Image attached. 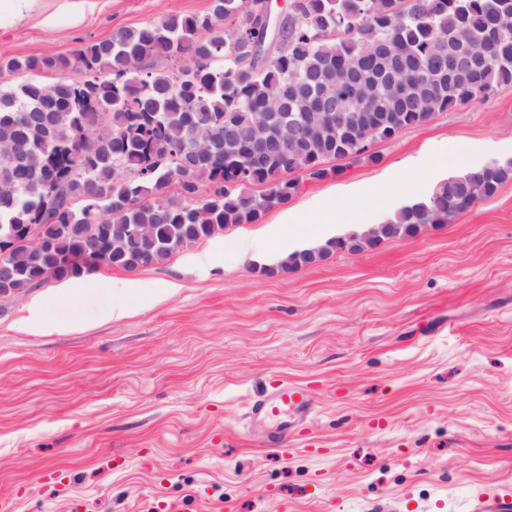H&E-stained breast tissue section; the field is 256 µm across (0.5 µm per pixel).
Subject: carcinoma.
<instances>
[{
  "label": "carcinoma",
  "mask_w": 512,
  "mask_h": 512,
  "mask_svg": "<svg viewBox=\"0 0 512 512\" xmlns=\"http://www.w3.org/2000/svg\"><path fill=\"white\" fill-rule=\"evenodd\" d=\"M286 42L266 62L246 61L235 26L253 19L262 34L260 0H211L208 13L170 14L140 28H119L69 55L15 58L21 81L0 92V295L102 267L133 272L210 239L230 224H257L267 207L286 203L299 173L323 179L366 146L393 138L437 112L482 101L512 86V0H289ZM210 32L203 37L201 33ZM482 42L483 60L463 67V44ZM159 59H187L193 70L163 69ZM79 68L85 78L43 86L36 71ZM370 85L367 105L347 124L309 129L291 150L265 133L224 144V128L250 129L272 103L282 112H312L317 99L339 98L350 77ZM107 121L101 141L87 124ZM211 149L183 148L191 135ZM512 177V161L437 183L401 207L373 239L338 236L256 269L280 277L336 250L359 252L389 238L449 224L477 199L494 196ZM261 186L258 195L244 189ZM150 238L134 233L138 225Z\"/></svg>",
  "instance_id": "carcinoma-1"
}]
</instances>
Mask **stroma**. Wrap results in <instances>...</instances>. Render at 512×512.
<instances>
[{
	"mask_svg": "<svg viewBox=\"0 0 512 512\" xmlns=\"http://www.w3.org/2000/svg\"><path fill=\"white\" fill-rule=\"evenodd\" d=\"M210 6L27 0L0 21V90L18 82L8 59ZM458 142L469 168L512 159V87L163 264L0 296V512H471L487 487L512 488V179L451 223L277 280L235 248L380 223L451 177L421 165ZM139 281L171 294L128 296L132 315L106 319L113 289ZM43 296L45 327L29 330ZM282 381L306 386L312 410L275 444L248 412Z\"/></svg>",
	"mask_w": 512,
	"mask_h": 512,
	"instance_id": "1",
	"label": "stroma"
}]
</instances>
